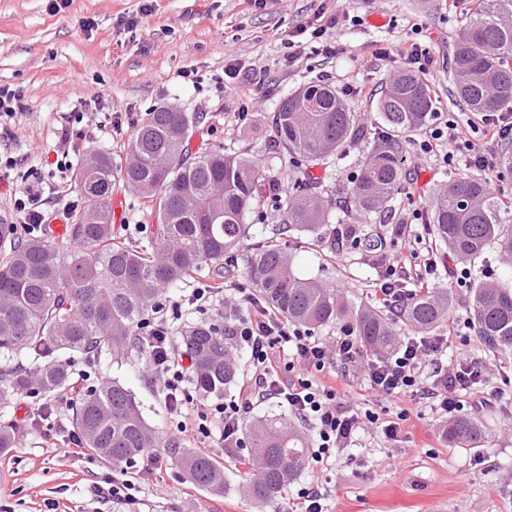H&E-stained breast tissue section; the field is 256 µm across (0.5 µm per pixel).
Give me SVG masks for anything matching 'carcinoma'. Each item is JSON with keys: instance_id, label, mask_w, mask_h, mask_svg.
<instances>
[{"instance_id": "cac0c4a2", "label": "carcinoma", "mask_w": 512, "mask_h": 512, "mask_svg": "<svg viewBox=\"0 0 512 512\" xmlns=\"http://www.w3.org/2000/svg\"><path fill=\"white\" fill-rule=\"evenodd\" d=\"M512 0H479L461 25L451 63L455 94L474 117L512 106ZM433 100L423 78L404 69L385 82L376 102L386 135L360 162L351 181L352 207L338 216L318 191L321 179H295L285 200L283 225L323 238L328 227L351 216L389 212L404 176L401 136L421 128ZM196 118L162 106L136 128L129 160L115 168L112 158L91 151L74 172L89 205L75 213L60 237L19 242L11 225L0 223V399L27 394L54 396L73 385L76 358L90 381L73 415L82 447L115 466L130 464L163 448L185 478L214 496L224 495V467L208 455L164 440L145 419L134 394L120 381L99 383L102 356L138 346L145 318L170 288L204 269L221 270L237 259L246 215L267 199L271 184L251 158L216 146L194 157L187 142ZM289 166L308 171L342 159L346 148L365 137L359 112L336 89L311 83L288 93L271 119ZM151 203L157 223L145 225L147 240L126 242L112 224L116 182ZM505 202L483 181L462 174L448 180L428 204L429 234L457 260L472 262L496 246L512 263V224L503 220ZM367 258L382 255L386 241L367 236L351 242ZM245 274L258 298L288 322L313 331L348 319L367 352L387 355L398 346L396 322L430 333L448 322L452 295L426 288L412 295L391 318L365 304L355 305L337 289L299 275L275 239L256 245ZM470 320L479 344L492 353L512 350V289L481 281L470 289ZM192 365L191 382L203 396L222 395L238 383L239 357L224 322L202 320L177 331ZM448 443L467 448L484 435L480 422L460 417L443 430ZM246 493L259 508L281 496L308 464L304 433L283 417L248 426ZM17 444V426L0 419V456Z\"/></svg>"}]
</instances>
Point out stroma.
Listing matches in <instances>:
<instances>
[{"mask_svg":"<svg viewBox=\"0 0 512 512\" xmlns=\"http://www.w3.org/2000/svg\"><path fill=\"white\" fill-rule=\"evenodd\" d=\"M475 5L476 0H264L260 7L252 0H72L55 14L47 0H0V86L21 98L15 117L0 126V156L19 160L0 178V216L18 223L14 193L36 178L43 183L46 223H71L72 211L85 201L73 178L48 175L62 131L71 135L73 164L95 149L120 166L136 127L148 112L166 105L195 116L191 151L223 146L252 157L273 182L286 183L271 117L289 91L320 80L335 86L351 111L363 113L371 131L347 148L344 159L313 169L323 180L325 199L341 201L357 163L382 135L375 112L381 86L402 67L397 58L379 57V49L395 48L410 36L428 47L434 57L433 108L454 113L460 135H469L472 117L451 95L448 63L459 26ZM337 11L349 16L332 34L339 54L305 50L289 61V33L314 22L318 13ZM127 18L137 19V27L124 28ZM232 57L243 65L233 81L224 74ZM187 71L194 80L184 79ZM422 136L416 130L402 138L407 177L398 189V206L367 217L356 231L383 234L389 260L414 265L434 255L438 266L429 278L434 286L452 288L451 312L464 321L468 294L449 279L445 267L451 259L435 248L427 231L426 203L456 171L444 160L448 144L428 154L416 150ZM112 197L123 206L120 233L137 243L142 225L155 223L154 212L123 185H116ZM398 224L406 225L404 235L395 232ZM282 242L298 273L319 278L353 302L375 304L380 266L360 251L352 248L346 259H335L327 241L293 231ZM461 348L489 360L495 368L490 384L505 397L501 405L476 414L486 429L484 440L471 448L450 447L441 434L448 420L431 400L375 394L358 375L336 378L333 386L353 407L384 420L403 411L408 418L398 440L372 428L335 460L309 464L293 490L322 485L329 512H512V354L489 355L471 335L449 338L448 356ZM99 368L131 390L145 418L171 438L164 398L145 371L141 350L103 357ZM6 411L18 435L15 450L0 457V512H291V492L262 511L243 494L241 448L209 451L224 467L223 496L193 486L166 457L150 482L128 472L134 489L112 495L103 488L114 470L111 463L88 452L68 461L58 456L73 432L71 409L45 421L33 399L15 395Z\"/></svg>","mask_w":512,"mask_h":512,"instance_id":"obj_1","label":"stroma"}]
</instances>
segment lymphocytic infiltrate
Returning a JSON list of instances; mask_svg holds the SVG:
<instances>
[{"instance_id":"1","label":"lymphocytic infiltrate","mask_w":512,"mask_h":512,"mask_svg":"<svg viewBox=\"0 0 512 512\" xmlns=\"http://www.w3.org/2000/svg\"><path fill=\"white\" fill-rule=\"evenodd\" d=\"M482 123L484 141L478 144L457 138L454 120L434 116L425 128L419 149L430 153L444 141L454 142L456 149L448 154V163L464 159L467 167L476 169L489 186H497L500 171L491 145L512 139V112L483 117ZM230 295L251 307L249 317L232 320L224 327L225 335L249 353L247 379L230 401L202 407L191 404L187 391L191 364L177 350L174 334V322L183 303L172 301L155 310L142 338L146 367L160 382L166 409L176 422V435L198 439L212 448L239 447L250 409L265 399L277 400L290 414L312 425L318 438L312 457L318 462L335 457L350 445L359 430L370 424L380 426L385 438L396 439L400 422L354 411L334 388L323 383V376L338 366L359 369L369 388L384 395L399 398L427 394L448 416L461 410V394L474 390L485 378L482 367L465 357L459 358L453 368L444 367L440 354L448 343L447 337L410 339L391 357L374 359L351 327L342 328L333 342H323L289 324L232 281L219 288H193L187 302L204 310Z\"/></svg>"}]
</instances>
